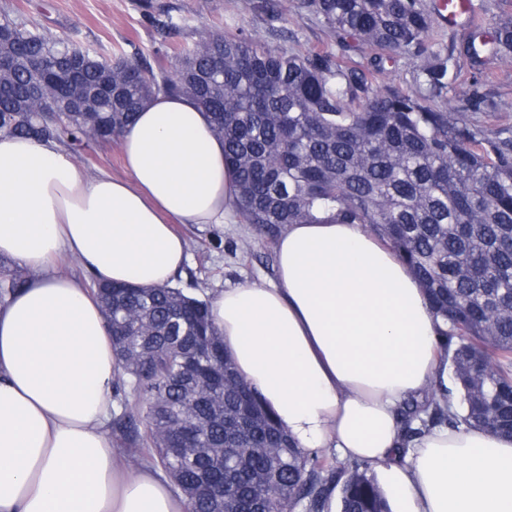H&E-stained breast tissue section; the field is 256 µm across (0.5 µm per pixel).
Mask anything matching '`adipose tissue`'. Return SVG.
<instances>
[{
  "label": "adipose tissue",
  "instance_id": "obj_1",
  "mask_svg": "<svg viewBox=\"0 0 512 512\" xmlns=\"http://www.w3.org/2000/svg\"><path fill=\"white\" fill-rule=\"evenodd\" d=\"M126 174H86L55 140L0 134V257L27 268L0 303V512H190L151 467L126 474L107 423L112 340L95 279L172 282L179 224L233 221L224 142L191 99L160 93L120 138ZM239 378L304 450L375 473L393 512H512V438L435 427L399 450L409 396L448 384L439 322L408 265L359 224H291L275 277L212 291Z\"/></svg>",
  "mask_w": 512,
  "mask_h": 512
}]
</instances>
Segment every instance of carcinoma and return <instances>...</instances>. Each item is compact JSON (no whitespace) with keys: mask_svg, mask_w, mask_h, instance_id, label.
<instances>
[{"mask_svg":"<svg viewBox=\"0 0 512 512\" xmlns=\"http://www.w3.org/2000/svg\"><path fill=\"white\" fill-rule=\"evenodd\" d=\"M334 36L371 46L351 65L212 32L156 65L80 53L0 16V132L66 142L79 154L120 138L159 92L194 99L233 168L236 217L277 241L287 224H361L405 260L441 318L454 389L400 408L401 448L428 423L512 436V137H489L444 109L451 55L428 42L422 0H302ZM512 52V18L464 55ZM426 62L412 92L373 88L392 56ZM112 92L65 118H34L64 70ZM30 272L0 259V302ZM97 292L119 374L112 429L134 465L160 467L191 512H390L366 464L296 448L261 397L237 380L208 303L182 289L103 285ZM459 395L460 410L451 398Z\"/></svg>","mask_w":512,"mask_h":512,"instance_id":"cac0c4a2","label":"carcinoma"}]
</instances>
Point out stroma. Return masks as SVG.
<instances>
[{"mask_svg": "<svg viewBox=\"0 0 512 512\" xmlns=\"http://www.w3.org/2000/svg\"><path fill=\"white\" fill-rule=\"evenodd\" d=\"M471 28L455 30L436 21L433 41L456 53L453 80L441 104L481 127L486 134L512 136V53L487 56L473 68L460 55L471 32L492 37L501 18L512 17V0H471ZM67 40L102 57L115 54L146 58L166 56L209 31L245 32L279 51L339 54L338 40L299 0H281L277 17L257 13L252 6L230 7L227 0H0V13ZM424 57L401 55L386 62L375 80L381 90L413 91ZM480 84L487 102L482 111L464 112L473 84ZM178 230L189 241V257L174 277V287L207 298L209 292L274 277L275 251L249 224H227L200 230L191 224Z\"/></svg>", "mask_w": 512, "mask_h": 512, "instance_id": "stroma-1", "label": "stroma"}]
</instances>
